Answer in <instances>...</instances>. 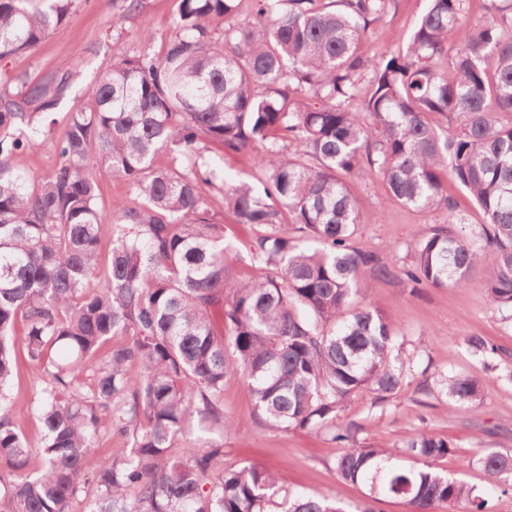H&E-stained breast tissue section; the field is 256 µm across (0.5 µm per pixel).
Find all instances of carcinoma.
<instances>
[{
  "label": "carcinoma",
  "mask_w": 512,
  "mask_h": 512,
  "mask_svg": "<svg viewBox=\"0 0 512 512\" xmlns=\"http://www.w3.org/2000/svg\"><path fill=\"white\" fill-rule=\"evenodd\" d=\"M252 20L216 26L238 13ZM0 0V58L35 49L67 23L76 0ZM390 0H180L162 52L112 64L69 114L58 160L31 182L22 155L72 86L68 67L0 90V512H375L315 493L279 495L274 474L224 467V381L240 375L255 416L274 430L327 434L343 451L337 476L408 512L464 502L491 512L464 481L434 470L447 439L411 429L399 446L367 445L338 413L358 393L392 404L407 385L396 323L355 304L370 279L464 287L486 248L490 305L512 312V3L468 21L465 0H427L405 46L374 61L361 45ZM495 58V68L486 60ZM368 76L366 88L360 78ZM442 116L453 126L438 127ZM261 148L257 185L224 189L235 223L259 228L240 259L212 222L199 144ZM179 148L181 166H157ZM393 202L447 219L395 268L354 242L361 223L346 176L362 167ZM136 196L112 214L100 265L99 183ZM450 178L485 216L468 224L444 189ZM476 355L498 354L471 335ZM43 384L22 405L18 351ZM420 406L444 395L474 409L478 379L435 371ZM35 410L41 445L20 429ZM207 437L180 444L192 424ZM122 442L119 453L112 441ZM41 465L26 470L32 452ZM489 485L512 493V454L486 450Z\"/></svg>",
  "instance_id": "1"
}]
</instances>
